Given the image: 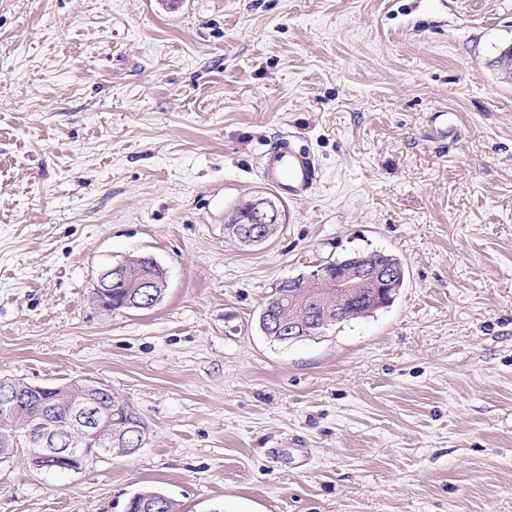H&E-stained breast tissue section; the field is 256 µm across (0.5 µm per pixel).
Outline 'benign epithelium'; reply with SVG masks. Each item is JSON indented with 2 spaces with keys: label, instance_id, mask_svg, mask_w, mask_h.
I'll return each mask as SVG.
<instances>
[{
  "label": "benign epithelium",
  "instance_id": "benign-epithelium-1",
  "mask_svg": "<svg viewBox=\"0 0 512 512\" xmlns=\"http://www.w3.org/2000/svg\"><path fill=\"white\" fill-rule=\"evenodd\" d=\"M244 245L262 244L269 240L261 227L246 230L237 235ZM399 273L394 268L359 265L347 275L334 279L327 278L314 269L304 275L309 281L320 284L325 291L336 295V312L323 315L321 327L345 318L343 306L362 297L374 299L378 306L389 303L397 288ZM275 332L292 341L308 335V329L302 322L281 323ZM97 386L84 384L60 388L54 396V405L62 406L73 414L70 426V447H57L54 423L43 414H34L25 419L21 439L32 448H39L38 463L35 467L49 471H76L86 458H101L105 455L127 456L137 451L145 442V437L137 428L129 426L112 416V410L102 409L95 404ZM0 400L3 410L13 414L18 404L27 402L40 395L41 386L3 378L0 380Z\"/></svg>",
  "mask_w": 512,
  "mask_h": 512
}]
</instances>
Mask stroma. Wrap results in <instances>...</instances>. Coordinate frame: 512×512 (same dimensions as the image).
<instances>
[{"label":"stroma","mask_w":512,"mask_h":512,"mask_svg":"<svg viewBox=\"0 0 512 512\" xmlns=\"http://www.w3.org/2000/svg\"><path fill=\"white\" fill-rule=\"evenodd\" d=\"M510 46L512 0H0V377L147 425L75 472L0 458V512H512ZM285 132L322 179L242 246ZM372 250L390 306L263 335L280 280ZM142 254L162 299L100 307ZM259 199L265 200L266 203L274 205L282 213V221H283L282 223H281V218H280L279 214L269 212L266 214V216H264L266 222H272L275 225L274 227H272L271 224L268 223L266 232H269L271 234V237H273L278 232L280 223L284 224L286 222V211H285L283 204L276 197L274 199L271 197H258L256 199H254L253 201L251 200V201L246 202L245 204H243L241 207H239L237 209L235 215L232 216V218L229 220L228 224H225L226 229L229 231V233H231L232 235H235L230 230L233 228H236V226H238V225L252 224V220H253L254 214H255V207H256L255 204H253V203ZM163 495L164 497H160ZM160 499L161 508L156 511L150 509V505ZM128 512H180L178 503L161 491L144 490L134 494L127 505Z\"/></svg>","instance_id":"35a3bbf8"}]
</instances>
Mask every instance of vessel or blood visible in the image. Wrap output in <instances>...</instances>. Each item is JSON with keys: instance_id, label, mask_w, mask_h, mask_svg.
<instances>
[{"instance_id": "b4317fda", "label": "vessel or blood", "mask_w": 512, "mask_h": 512, "mask_svg": "<svg viewBox=\"0 0 512 512\" xmlns=\"http://www.w3.org/2000/svg\"><path fill=\"white\" fill-rule=\"evenodd\" d=\"M295 140V134L287 133L272 143L262 168L264 180L291 202L306 197L321 179L320 167Z\"/></svg>"}]
</instances>
